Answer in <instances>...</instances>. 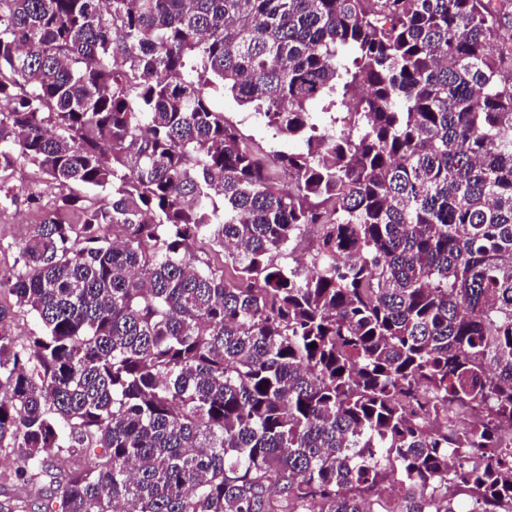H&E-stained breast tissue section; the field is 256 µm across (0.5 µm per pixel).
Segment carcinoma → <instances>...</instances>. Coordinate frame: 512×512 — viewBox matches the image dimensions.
<instances>
[{"mask_svg":"<svg viewBox=\"0 0 512 512\" xmlns=\"http://www.w3.org/2000/svg\"><path fill=\"white\" fill-rule=\"evenodd\" d=\"M511 4L0 0V512H501ZM213 101L224 110V114L229 119L238 125L244 135L261 142L264 146H272L275 150H287L288 147L291 150H297L301 147L300 143L296 141L288 143V141L273 138L272 132L261 125L250 111L240 106L230 94L217 90L213 94ZM36 219V213L24 198L7 208L0 216V267L12 266L17 255L16 243L24 235L26 224Z\"/></svg>","mask_w":512,"mask_h":512,"instance_id":"cac0c4a2","label":"carcinoma"}]
</instances>
